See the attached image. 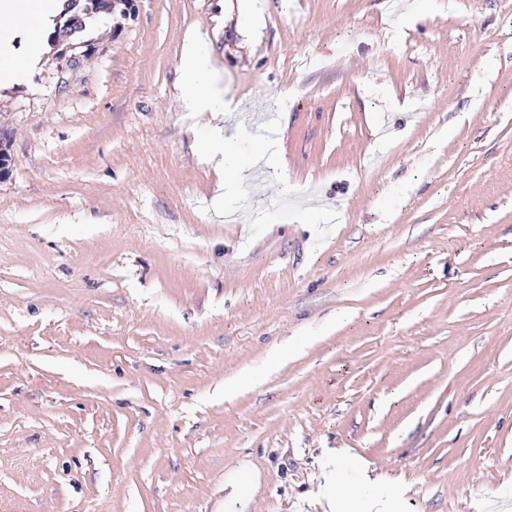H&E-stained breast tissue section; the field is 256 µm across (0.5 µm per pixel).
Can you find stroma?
<instances>
[{
  "label": "stroma",
  "instance_id": "obj_1",
  "mask_svg": "<svg viewBox=\"0 0 512 512\" xmlns=\"http://www.w3.org/2000/svg\"><path fill=\"white\" fill-rule=\"evenodd\" d=\"M241 2L0 90V512H512V0ZM180 68L185 79L181 84L179 100L186 112L208 115L212 138L216 144L210 153V160L218 172L225 174L224 156L227 142L224 141V112H235L233 101L224 99L209 89L212 63L209 55L203 53L194 41L184 45Z\"/></svg>",
  "mask_w": 512,
  "mask_h": 512
}]
</instances>
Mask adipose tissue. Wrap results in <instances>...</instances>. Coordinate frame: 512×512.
<instances>
[{
  "label": "adipose tissue",
  "instance_id": "ef3b65f1",
  "mask_svg": "<svg viewBox=\"0 0 512 512\" xmlns=\"http://www.w3.org/2000/svg\"><path fill=\"white\" fill-rule=\"evenodd\" d=\"M66 0H0V16L9 17L11 26L0 27V85L28 83L41 66L45 36L51 34ZM180 68L184 76L179 100L182 108L208 116L215 146L210 160L216 170H223L227 143L222 122L225 113L234 111L232 101L209 88L212 63L192 41L186 42Z\"/></svg>",
  "mask_w": 512,
  "mask_h": 512
}]
</instances>
